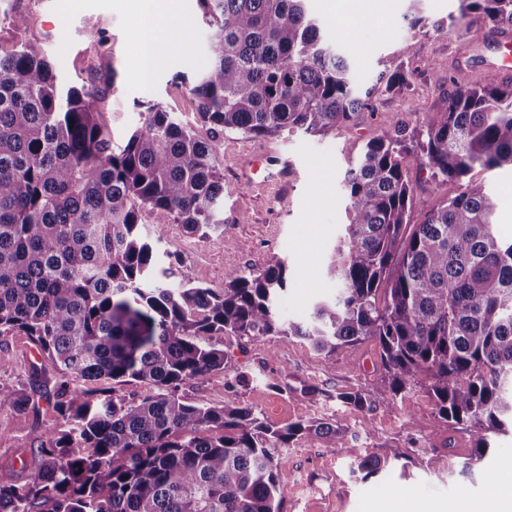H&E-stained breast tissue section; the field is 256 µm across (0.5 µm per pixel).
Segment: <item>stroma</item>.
Returning <instances> with one entry per match:
<instances>
[{
	"label": "stroma",
	"instance_id": "1",
	"mask_svg": "<svg viewBox=\"0 0 512 512\" xmlns=\"http://www.w3.org/2000/svg\"><path fill=\"white\" fill-rule=\"evenodd\" d=\"M461 6V0H382L366 24L351 18L343 0H307L322 37L349 59L358 85L370 89V107L329 137L224 134L217 139L216 160L224 174L227 233L202 239L178 224L158 230L148 214L141 219L143 232L160 234L162 249L178 254L200 283L216 290L229 271L284 263L288 282L281 314L307 318L316 301L336 294L327 264L348 222L344 177L353 146L400 127H421L426 116L444 107L448 81L436 79V72L459 67L481 85L508 81L493 69L496 31L476 25L474 16H462ZM176 10L181 28L146 88L130 74L138 38L136 0H0V54L24 37L41 42L59 82L89 91L88 102L101 112L114 142H123L141 125V105L148 101L174 112L208 140L212 132L198 119L190 85L208 62L210 32L200 21L197 0H177ZM410 13L424 17L425 26L409 27ZM19 15L29 20L21 33L11 24ZM399 68L410 72V86L389 89L388 80ZM263 151L292 162L288 178L279 177L274 163L252 169V156ZM403 165L415 213L456 194V185L432 180L416 154L407 155ZM468 178L496 192L498 235L512 239V169L477 167ZM220 342L227 357L224 372L185 381L179 393L186 401L223 404L224 382L235 378L240 402L273 424L301 416L333 423L360 454L399 459L398 466H384L362 481L352 476L340 449L321 439L294 442L280 466L282 512H473L477 507L495 512L497 487L483 473L512 471V433L488 432L491 453L471 461L476 429L439 419L422 386L393 400L377 395L374 343L326 355L295 336H224ZM41 362L27 336L0 335V387L23 389L30 398L28 412L0 409V421L9 424L0 436V478L37 472L36 450L46 429L57 424L53 403L61 377L51 370L33 377V366ZM308 386L321 390L319 400L302 395ZM345 391L366 394L367 407L337 400Z\"/></svg>",
	"mask_w": 512,
	"mask_h": 512
}]
</instances>
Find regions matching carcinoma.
Masks as SVG:
<instances>
[{
	"mask_svg": "<svg viewBox=\"0 0 512 512\" xmlns=\"http://www.w3.org/2000/svg\"><path fill=\"white\" fill-rule=\"evenodd\" d=\"M197 2L211 60L191 92L216 135L331 136L369 106L306 0ZM469 13L512 28V0H465ZM448 84L447 106L421 129L360 150L328 265L339 292L298 322L278 311L284 263L231 271L215 291L141 234L144 211L159 230L227 232L216 139L150 103L116 145L85 93L59 87L41 44L0 54V334L28 336L64 377L111 383L61 384L41 466L0 481V512H281L284 451L314 437L341 449L354 475L380 469L335 425H273L229 382L221 406L184 400V381L224 371L217 336H296L326 354L370 341L379 396L410 391L423 373L439 418L512 428V242L494 231L496 193L466 179L477 165L512 167V84L480 86L459 68ZM411 152L433 180L459 185L418 224L403 170ZM134 382L148 393H116ZM29 404L0 388V408Z\"/></svg>",
	"mask_w": 512,
	"mask_h": 512,
	"instance_id": "carcinoma-1",
	"label": "carcinoma"
}]
</instances>
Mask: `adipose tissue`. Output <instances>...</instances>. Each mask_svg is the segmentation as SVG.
Wrapping results in <instances>:
<instances>
[{"mask_svg": "<svg viewBox=\"0 0 512 512\" xmlns=\"http://www.w3.org/2000/svg\"><path fill=\"white\" fill-rule=\"evenodd\" d=\"M138 18L145 35L137 42L135 68L139 81H146L166 51L168 43L161 38L160 29L169 26L174 17L175 0H140Z\"/></svg>", "mask_w": 512, "mask_h": 512, "instance_id": "1", "label": "adipose tissue"}]
</instances>
